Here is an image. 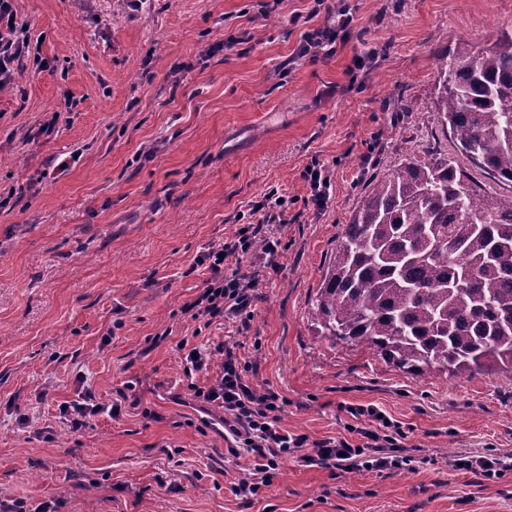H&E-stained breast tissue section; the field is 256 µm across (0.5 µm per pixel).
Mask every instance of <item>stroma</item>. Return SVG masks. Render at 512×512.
Masks as SVG:
<instances>
[{
    "label": "stroma",
    "instance_id": "stroma-1",
    "mask_svg": "<svg viewBox=\"0 0 512 512\" xmlns=\"http://www.w3.org/2000/svg\"><path fill=\"white\" fill-rule=\"evenodd\" d=\"M30 51L0 92V501L57 512H512V370L416 376L317 332L313 303L369 185L447 156L491 193L437 119V55L512 31V0H13ZM347 10L335 55L306 26ZM309 25L298 24V17ZM52 134H41L48 121ZM331 175L324 205L306 170ZM286 225L254 207L270 190ZM243 227L280 238L250 317L184 315L209 248ZM221 345L286 401L281 425L347 436L349 407L401 422L412 470L341 472L288 456L253 501L186 348ZM120 404L72 430L60 407ZM506 459L501 476L452 467ZM336 27L315 29L312 32H305L302 35L303 53H311V57H318L320 54L332 55L336 53V41L346 35L350 29L352 18L348 12H341Z\"/></svg>",
    "mask_w": 512,
    "mask_h": 512
}]
</instances>
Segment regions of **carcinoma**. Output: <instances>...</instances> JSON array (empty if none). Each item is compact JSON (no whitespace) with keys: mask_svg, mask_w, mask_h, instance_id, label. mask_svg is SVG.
I'll return each instance as SVG.
<instances>
[{"mask_svg":"<svg viewBox=\"0 0 512 512\" xmlns=\"http://www.w3.org/2000/svg\"><path fill=\"white\" fill-rule=\"evenodd\" d=\"M437 66L440 124L512 182V34ZM314 314L318 335L418 376L512 368V196L440 154L402 160L344 225Z\"/></svg>","mask_w":512,"mask_h":512,"instance_id":"carcinoma-1","label":"carcinoma"}]
</instances>
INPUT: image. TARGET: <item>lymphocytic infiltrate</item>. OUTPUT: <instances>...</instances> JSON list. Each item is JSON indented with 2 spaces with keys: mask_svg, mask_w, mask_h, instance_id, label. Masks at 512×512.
I'll return each mask as SVG.
<instances>
[{
  "mask_svg": "<svg viewBox=\"0 0 512 512\" xmlns=\"http://www.w3.org/2000/svg\"><path fill=\"white\" fill-rule=\"evenodd\" d=\"M26 25L17 23L12 0H0V86L12 84L20 61L29 51ZM254 234L243 228L224 244L211 248L205 255L210 271L200 299L184 307L192 319L211 324L227 316L246 314L253 278L233 271V262L253 252ZM195 394L210 407L224 414V440L229 451L244 448L254 462L249 474L234 484L233 493L252 499L268 486L279 459L294 455L307 466L332 470L401 469L409 465L401 441L405 433L399 422L383 417L373 405L350 407L357 420L353 437H333L316 442L303 434L289 432L281 425L284 398L268 388L247 383L237 358L226 355L217 377Z\"/></svg>",
  "mask_w": 512,
  "mask_h": 512,
  "instance_id": "1",
  "label": "lymphocytic infiltrate"
}]
</instances>
